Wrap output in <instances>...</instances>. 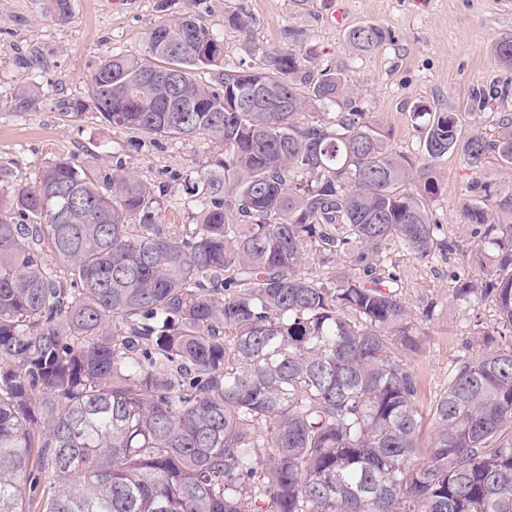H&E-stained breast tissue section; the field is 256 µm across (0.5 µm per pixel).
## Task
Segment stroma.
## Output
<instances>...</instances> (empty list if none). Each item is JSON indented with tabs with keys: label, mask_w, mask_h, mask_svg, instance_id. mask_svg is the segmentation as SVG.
<instances>
[{
	"label": "stroma",
	"mask_w": 512,
	"mask_h": 512,
	"mask_svg": "<svg viewBox=\"0 0 512 512\" xmlns=\"http://www.w3.org/2000/svg\"><path fill=\"white\" fill-rule=\"evenodd\" d=\"M157 2L71 0L72 18L64 23L47 0H0V191L33 184L48 163L74 155L98 176L120 165L161 187L166 209L160 221L167 227L179 230L193 223L181 199L186 178L212 159L207 141L146 139L129 150L124 146L128 131L89 116L69 121L62 115L64 102L84 97L101 60L115 52L143 53L149 28L161 17L179 16L189 0H169L163 13ZM240 8L253 19L245 34L224 24L225 15ZM196 11L223 38L224 63L230 67L255 65L252 46L278 47L288 31L300 33L315 46L319 62L347 70L358 110L389 133L397 153L415 163L424 157L421 133L409 117L413 104L457 113L463 132L475 126L497 132L492 116L470 115V96L477 88L512 83V71H503L492 54L497 38L512 35V0H198ZM364 22L388 34L370 52L355 50L345 36ZM32 57L38 64L31 71L26 62ZM29 78L36 84L35 104L22 110L17 93ZM437 168L445 187L430 209L445 228L448 251L421 262L389 245L375 258L400 275L399 292L413 315L435 310L422 326L419 352L409 358L425 413L447 388L457 359L478 353L475 324L491 326L497 319L492 303L455 298L453 271H491L492 250L474 225L460 221L470 171L454 153Z\"/></svg>",
	"instance_id": "1"
}]
</instances>
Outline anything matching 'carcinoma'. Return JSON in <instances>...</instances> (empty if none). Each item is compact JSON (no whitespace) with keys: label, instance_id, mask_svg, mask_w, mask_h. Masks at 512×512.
I'll use <instances>...</instances> for the list:
<instances>
[{"label":"carcinoma","instance_id":"cac0c4a2","mask_svg":"<svg viewBox=\"0 0 512 512\" xmlns=\"http://www.w3.org/2000/svg\"><path fill=\"white\" fill-rule=\"evenodd\" d=\"M346 38L370 52L386 35L366 23ZM493 52L512 69L511 36ZM253 53L258 67H225L223 41L186 11L150 27L143 55L103 60L65 106L212 145L187 178V229L159 223L153 184L120 166L100 180L76 156L0 193V512H512V192L485 177L492 159L512 173V113L489 139L414 105L417 166L355 120L350 80L314 49ZM174 67L173 93L144 78ZM259 86L278 97L246 107ZM508 98L479 89L472 115ZM455 149L472 173L462 222L495 254L485 277L454 274V294L493 303L497 320L432 405L421 461L405 355L424 332L373 256L391 242L420 261L446 248L429 203L435 162ZM310 254L351 269L328 284L302 271ZM33 463L51 492L32 508Z\"/></svg>","mask_w":512,"mask_h":512}]
</instances>
